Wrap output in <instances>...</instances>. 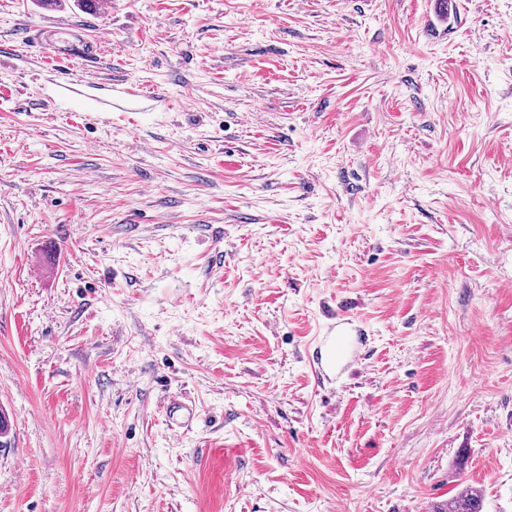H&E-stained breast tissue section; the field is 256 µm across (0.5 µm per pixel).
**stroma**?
I'll return each instance as SVG.
<instances>
[{"label":"stroma","instance_id":"obj_1","mask_svg":"<svg viewBox=\"0 0 512 512\" xmlns=\"http://www.w3.org/2000/svg\"><path fill=\"white\" fill-rule=\"evenodd\" d=\"M3 89L0 512H512V0H0ZM33 40L47 46L48 51L40 57V68L50 70L61 79L60 88H67L68 78L60 76V63L64 60L89 61L98 56L100 43L81 35L75 26L64 17L52 19L47 30L35 34ZM483 507L480 491L468 488L448 498V502L442 507H437L433 512H483Z\"/></svg>","mask_w":512,"mask_h":512}]
</instances>
